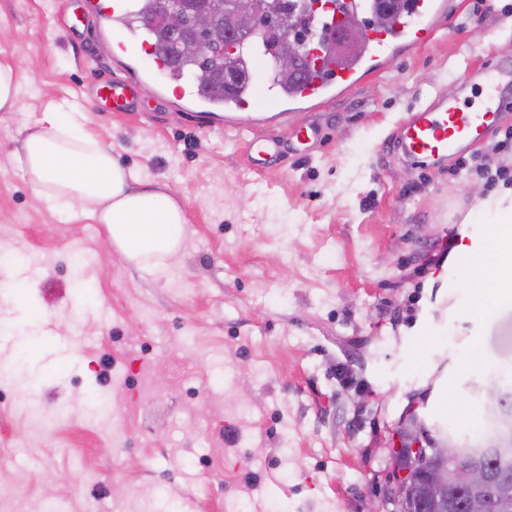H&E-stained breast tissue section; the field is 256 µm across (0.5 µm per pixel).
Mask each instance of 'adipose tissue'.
Instances as JSON below:
<instances>
[{
	"mask_svg": "<svg viewBox=\"0 0 512 512\" xmlns=\"http://www.w3.org/2000/svg\"><path fill=\"white\" fill-rule=\"evenodd\" d=\"M82 118L79 110L53 106L24 127L15 159L28 177L34 199L94 217L131 264L175 256L188 231L182 204L167 186L140 180L120 164L111 147L82 126ZM479 215L495 231L490 238L455 248L460 278L466 287L489 291L493 302L512 299V190L477 199L459 221L471 224ZM489 264L504 269V276L487 278Z\"/></svg>",
	"mask_w": 512,
	"mask_h": 512,
	"instance_id": "adipose-tissue-1",
	"label": "adipose tissue"
}]
</instances>
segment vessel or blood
<instances>
[{
    "instance_id": "1",
    "label": "vessel or blood",
    "mask_w": 512,
    "mask_h": 512,
    "mask_svg": "<svg viewBox=\"0 0 512 512\" xmlns=\"http://www.w3.org/2000/svg\"><path fill=\"white\" fill-rule=\"evenodd\" d=\"M96 10L106 16L124 52H140L149 38L138 13V0H97ZM448 15V0H413L401 22L378 34L366 35L363 49L343 65L320 68L318 75L302 88L288 91L269 83L262 91H249L224 104V126L228 129H253L270 122L288 119L296 110L312 111L345 94L365 78L388 68L398 53L433 37ZM490 84L485 100L478 109L465 111L442 99L420 107L401 140L402 151L414 158L444 157L455 151L464 138L480 136L496 124L506 98L505 87L512 85V69L499 65L488 69ZM139 85L131 82H108L100 85L97 96L123 109L135 97ZM162 94L176 101L201 103L194 86L165 82L158 85Z\"/></svg>"
}]
</instances>
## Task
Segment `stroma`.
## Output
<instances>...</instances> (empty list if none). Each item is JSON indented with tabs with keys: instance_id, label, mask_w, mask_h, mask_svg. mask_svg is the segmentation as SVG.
Here are the masks:
<instances>
[{
	"instance_id": "35a3bbf8",
	"label": "stroma",
	"mask_w": 512,
	"mask_h": 512,
	"mask_svg": "<svg viewBox=\"0 0 512 512\" xmlns=\"http://www.w3.org/2000/svg\"><path fill=\"white\" fill-rule=\"evenodd\" d=\"M450 2L432 39L268 128L281 154L257 172L252 133L154 86L122 112L95 102L152 62L117 54L85 0H0V63L20 75L17 111L0 112V512H380L405 419L486 423L512 305L481 316L488 293L441 250L491 234L448 214L471 209L512 111L459 161L392 144L419 107L474 106L486 66L512 64V0ZM63 101L182 202L187 238L164 267L34 203L14 153Z\"/></svg>"
}]
</instances>
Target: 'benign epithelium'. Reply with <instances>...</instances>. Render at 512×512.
<instances>
[{
  "label": "benign epithelium",
  "mask_w": 512,
  "mask_h": 512,
  "mask_svg": "<svg viewBox=\"0 0 512 512\" xmlns=\"http://www.w3.org/2000/svg\"><path fill=\"white\" fill-rule=\"evenodd\" d=\"M161 9L152 21L162 22L171 34V52L177 57H197L209 49L204 32L224 24L225 47L262 20L249 0L230 8L225 0H160ZM363 28L346 22L330 28L313 20L304 40L284 34L285 49L274 59V72L302 75L310 45L330 41L343 53L360 42ZM400 447L405 449L407 465L394 461L391 466L386 500L391 512H423L427 507L446 505L448 489L469 494V512H512V496L499 492V479L471 463V450L459 441L438 440L421 423L404 421L399 431Z\"/></svg>",
  "instance_id": "1"
}]
</instances>
